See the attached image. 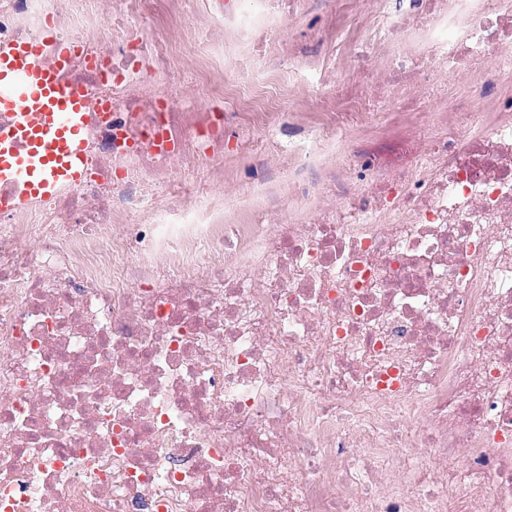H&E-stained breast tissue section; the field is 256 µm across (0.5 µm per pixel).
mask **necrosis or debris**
Returning <instances> with one entry per match:
<instances>
[{"mask_svg": "<svg viewBox=\"0 0 512 512\" xmlns=\"http://www.w3.org/2000/svg\"><path fill=\"white\" fill-rule=\"evenodd\" d=\"M184 2L0 0L103 108L0 211V512H512V0H408L341 90L336 0ZM393 114V112H373V115L368 118L372 125L380 129L373 145L377 146L382 159L395 158L398 152L395 144L386 142L394 132L396 125L399 124V121L392 119Z\"/></svg>", "mask_w": 512, "mask_h": 512, "instance_id": "1", "label": "necrosis or debris"}]
</instances>
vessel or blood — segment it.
Instances as JSON below:
<instances>
[{"instance_id":"1","label":"vessel or blood","mask_w":512,"mask_h":512,"mask_svg":"<svg viewBox=\"0 0 512 512\" xmlns=\"http://www.w3.org/2000/svg\"><path fill=\"white\" fill-rule=\"evenodd\" d=\"M69 50L59 45L53 66L42 62L39 42L0 45V112L10 123L0 128V184L17 192L0 199L1 209H22L88 176L86 125L92 107L60 77Z\"/></svg>"}]
</instances>
